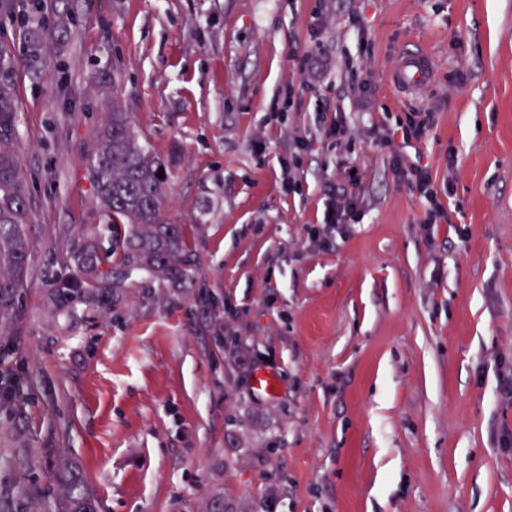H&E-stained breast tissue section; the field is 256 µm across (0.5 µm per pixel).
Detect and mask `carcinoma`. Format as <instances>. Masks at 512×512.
<instances>
[{"label":"carcinoma","instance_id":"obj_1","mask_svg":"<svg viewBox=\"0 0 512 512\" xmlns=\"http://www.w3.org/2000/svg\"><path fill=\"white\" fill-rule=\"evenodd\" d=\"M52 40L61 43L72 34L67 14L55 11ZM12 61L0 50V322H7L25 286L30 257L31 223L26 177L10 148L15 136L17 101L11 79ZM164 177H157L159 171ZM89 174L105 225L109 246L99 235L75 241L68 255L71 273L55 284L72 298L107 302L112 289L122 288L135 274L181 285L191 279L197 255L188 242L185 225L166 214L172 171L170 162L151 153L141 142L131 113L112 96V112L97 133ZM61 495L52 498L49 512H98L97 500L82 477L69 466L56 474Z\"/></svg>","mask_w":512,"mask_h":512}]
</instances>
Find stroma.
Wrapping results in <instances>:
<instances>
[{"label": "stroma", "instance_id": "obj_1", "mask_svg": "<svg viewBox=\"0 0 512 512\" xmlns=\"http://www.w3.org/2000/svg\"><path fill=\"white\" fill-rule=\"evenodd\" d=\"M27 9L0 10L32 216L0 512H35L24 487L64 458L100 512H512V0H68L72 39L36 55ZM411 48L435 70L404 100L388 75ZM116 98L172 162L197 268L64 301L72 240L104 221L86 167ZM413 111L434 116L419 142L365 137ZM398 154L454 187L433 238ZM350 169L360 219L317 246Z\"/></svg>", "mask_w": 512, "mask_h": 512}]
</instances>
